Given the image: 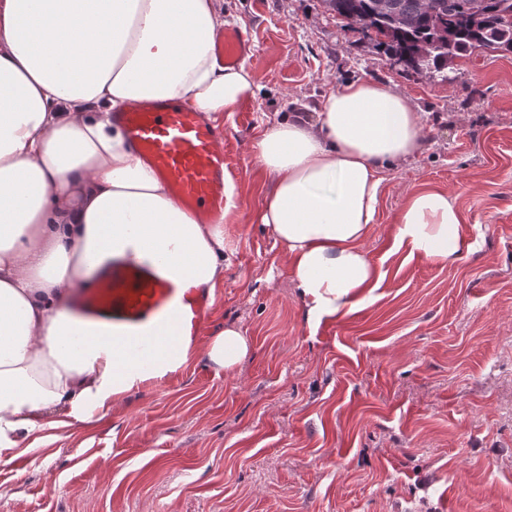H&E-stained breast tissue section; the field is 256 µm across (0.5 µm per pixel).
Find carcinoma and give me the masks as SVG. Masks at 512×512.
Wrapping results in <instances>:
<instances>
[{"label":"carcinoma","instance_id":"1","mask_svg":"<svg viewBox=\"0 0 512 512\" xmlns=\"http://www.w3.org/2000/svg\"><path fill=\"white\" fill-rule=\"evenodd\" d=\"M343 27L374 43L406 72L447 79L455 59L477 50L512 53V0H321Z\"/></svg>","mask_w":512,"mask_h":512}]
</instances>
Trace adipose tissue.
I'll use <instances>...</instances> for the list:
<instances>
[{
    "label": "adipose tissue",
    "instance_id": "1",
    "mask_svg": "<svg viewBox=\"0 0 512 512\" xmlns=\"http://www.w3.org/2000/svg\"><path fill=\"white\" fill-rule=\"evenodd\" d=\"M224 25L221 0H0V461L46 428L84 422L88 403L109 408L194 359L188 336L148 351L113 345L74 298L129 257L220 294L223 225L179 207L112 115L175 99L223 121L253 87L245 68L214 58ZM422 130L410 97L372 80L329 92L316 122L291 114L261 127L254 160L272 187L258 222L283 246L308 320L348 314L378 288L365 242L383 173L421 153ZM393 229L397 247L437 264L467 235L453 198L428 187L408 191ZM250 353L227 325L207 356L229 374Z\"/></svg>",
    "mask_w": 512,
    "mask_h": 512
}]
</instances>
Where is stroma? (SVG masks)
<instances>
[{
  "mask_svg": "<svg viewBox=\"0 0 512 512\" xmlns=\"http://www.w3.org/2000/svg\"><path fill=\"white\" fill-rule=\"evenodd\" d=\"M253 33V92L224 115L232 204L224 288L192 365L87 423L0 461V512H512V54L405 73L321 0H223ZM408 94L424 149L385 174L365 249L383 279L348 315L311 323L282 246L257 214L269 188L250 146L262 121L313 114L356 80ZM450 193L473 247L435 265L396 249L406 192ZM234 324L252 353L207 359ZM212 336L207 356L217 370L225 374L234 372L251 353L249 339L241 329L234 325H224V328L211 333Z\"/></svg>",
  "mask_w": 512,
  "mask_h": 512,
  "instance_id": "35a3bbf8",
  "label": "stroma"
}]
</instances>
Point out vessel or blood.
I'll return each instance as SVG.
<instances>
[{
	"instance_id": "vessel-or-blood-1",
	"label": "vessel or blood",
	"mask_w": 512,
	"mask_h": 512,
	"mask_svg": "<svg viewBox=\"0 0 512 512\" xmlns=\"http://www.w3.org/2000/svg\"><path fill=\"white\" fill-rule=\"evenodd\" d=\"M215 52L235 67L254 54L255 44L250 34L231 27L216 36ZM116 120L135 157L166 182L179 206L203 223H221L226 182L218 126L174 100L131 104ZM208 304L205 289L161 277L136 260L113 265L78 298L84 315L131 331L143 347L155 343L159 328L195 334Z\"/></svg>"
}]
</instances>
